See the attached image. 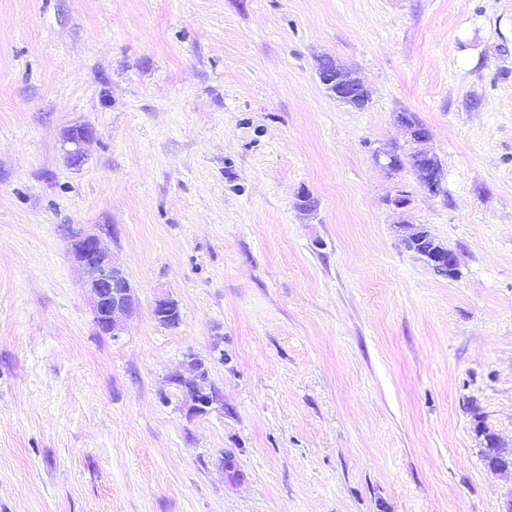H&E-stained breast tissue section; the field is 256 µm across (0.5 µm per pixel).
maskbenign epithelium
<instances>
[{
    "instance_id": "obj_1",
    "label": "benign epithelium",
    "mask_w": 512,
    "mask_h": 512,
    "mask_svg": "<svg viewBox=\"0 0 512 512\" xmlns=\"http://www.w3.org/2000/svg\"><path fill=\"white\" fill-rule=\"evenodd\" d=\"M96 135V130L86 123L68 126L63 134V147L70 165L81 167L86 162L85 145ZM68 242L70 256L83 274L84 287L87 289L94 323L100 333L115 337L122 331L123 319L135 312L138 298L135 289L125 271L112 261V255L102 244L103 237L109 235L110 228L97 224L92 228L66 227L63 229ZM433 269L440 275L453 276L457 272V258L451 251L439 249L434 252ZM171 300L160 298L155 302L153 315L162 327H171L174 323ZM175 385L184 389L196 386L194 398L187 404L190 414H204L212 410H224L220 393H209L200 384V374L186 379L176 373L170 377ZM484 461L491 471L512 469V449L498 444V436L483 433Z\"/></svg>"
}]
</instances>
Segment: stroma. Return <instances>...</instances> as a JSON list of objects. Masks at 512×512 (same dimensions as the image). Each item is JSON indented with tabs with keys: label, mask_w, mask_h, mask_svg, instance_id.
I'll return each mask as SVG.
<instances>
[{
	"label": "stroma",
	"mask_w": 512,
	"mask_h": 512,
	"mask_svg": "<svg viewBox=\"0 0 512 512\" xmlns=\"http://www.w3.org/2000/svg\"><path fill=\"white\" fill-rule=\"evenodd\" d=\"M66 224L111 229L119 337ZM190 355L223 412L183 411ZM479 423L512 448V0H0V512H505ZM345 68L340 67L336 64V62L326 57L325 60H321L318 68V74L320 81L323 85L326 86V89L330 90L337 99L353 106L356 109H365L368 106L369 98L367 94L359 89V85L357 83H351L346 85L345 89H340V80L338 77L340 76V71ZM339 94H350L346 98H341ZM63 134V147L70 165L81 167L86 162L85 145L96 135V130L86 123H75Z\"/></svg>",
	"instance_id": "35a3bbf8"
}]
</instances>
